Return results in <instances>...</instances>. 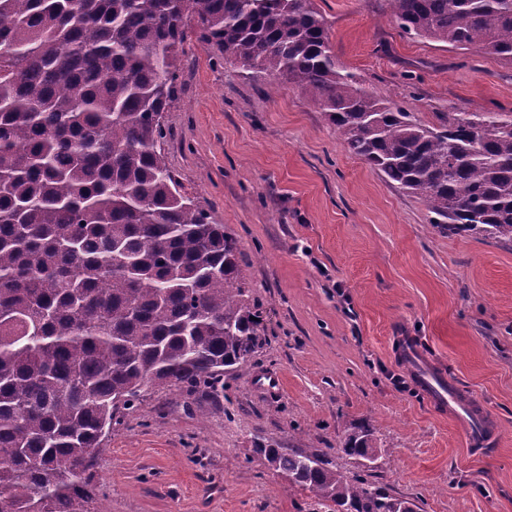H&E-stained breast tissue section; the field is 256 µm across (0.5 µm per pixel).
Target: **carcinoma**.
<instances>
[{
	"instance_id": "cac0c4a2",
	"label": "carcinoma",
	"mask_w": 512,
	"mask_h": 512,
	"mask_svg": "<svg viewBox=\"0 0 512 512\" xmlns=\"http://www.w3.org/2000/svg\"><path fill=\"white\" fill-rule=\"evenodd\" d=\"M387 2L413 38L512 62V0ZM191 27L311 93L429 223L512 246V116L417 122L336 64L313 0H0V512H100V449L143 388L217 400L262 345L237 240L162 150ZM341 450L377 455L372 430L345 426ZM254 452L331 512H402L317 454Z\"/></svg>"
}]
</instances>
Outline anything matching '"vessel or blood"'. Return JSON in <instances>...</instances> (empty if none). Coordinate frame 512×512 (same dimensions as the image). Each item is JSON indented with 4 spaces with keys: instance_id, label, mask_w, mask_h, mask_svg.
Here are the masks:
<instances>
[{
    "instance_id": "1",
    "label": "vessel or blood",
    "mask_w": 512,
    "mask_h": 512,
    "mask_svg": "<svg viewBox=\"0 0 512 512\" xmlns=\"http://www.w3.org/2000/svg\"><path fill=\"white\" fill-rule=\"evenodd\" d=\"M406 364L424 393L435 406L448 409L472 444L481 445L493 437V428L485 405L460 395L446 373L427 363L416 345L404 342Z\"/></svg>"
}]
</instances>
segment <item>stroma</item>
Segmentation results:
<instances>
[{
  "label": "stroma",
  "mask_w": 512,
  "mask_h": 512,
  "mask_svg": "<svg viewBox=\"0 0 512 512\" xmlns=\"http://www.w3.org/2000/svg\"><path fill=\"white\" fill-rule=\"evenodd\" d=\"M337 63L424 125L512 114V63L404 34L387 0H314ZM164 114L166 161L235 237L264 336L225 398L149 387L106 439V512H312L253 451L263 437L321 455L419 512H512V250L430 224L415 196L349 153L311 94L249 79L189 37ZM411 337L480 398L493 442L469 446L397 354ZM274 376L277 388L261 386ZM362 423L372 467L340 450Z\"/></svg>",
  "instance_id": "stroma-1"
}]
</instances>
